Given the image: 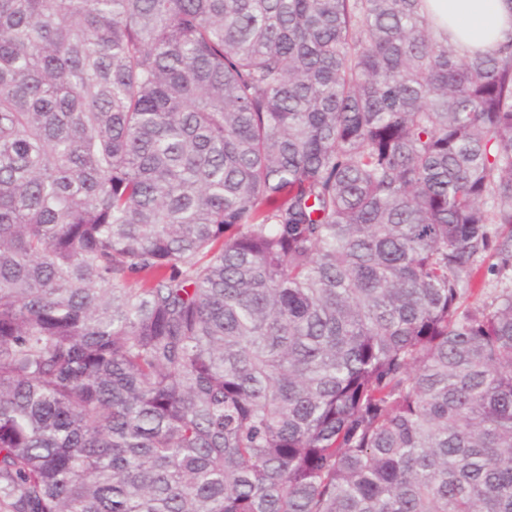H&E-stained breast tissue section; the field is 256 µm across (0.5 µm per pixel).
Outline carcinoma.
I'll return each instance as SVG.
<instances>
[{
    "instance_id": "carcinoma-1",
    "label": "carcinoma",
    "mask_w": 512,
    "mask_h": 512,
    "mask_svg": "<svg viewBox=\"0 0 512 512\" xmlns=\"http://www.w3.org/2000/svg\"><path fill=\"white\" fill-rule=\"evenodd\" d=\"M422 2L0 0V512H512V43Z\"/></svg>"
}]
</instances>
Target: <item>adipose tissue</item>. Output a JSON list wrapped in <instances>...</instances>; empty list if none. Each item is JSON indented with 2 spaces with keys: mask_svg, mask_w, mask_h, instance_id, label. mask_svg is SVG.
Instances as JSON below:
<instances>
[{
  "mask_svg": "<svg viewBox=\"0 0 512 512\" xmlns=\"http://www.w3.org/2000/svg\"><path fill=\"white\" fill-rule=\"evenodd\" d=\"M423 8L460 49L492 52L512 38V0H423Z\"/></svg>",
  "mask_w": 512,
  "mask_h": 512,
  "instance_id": "ef3b65f1",
  "label": "adipose tissue"
}]
</instances>
